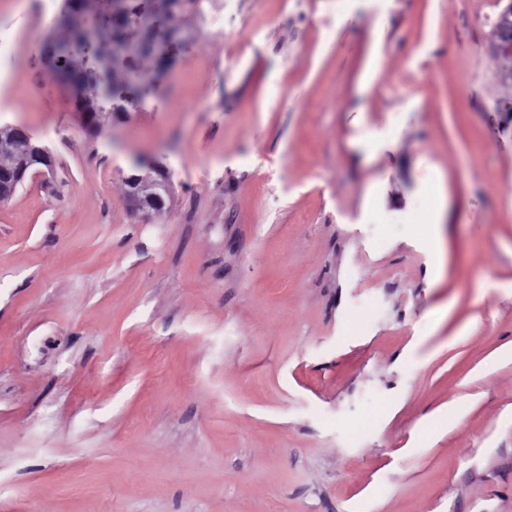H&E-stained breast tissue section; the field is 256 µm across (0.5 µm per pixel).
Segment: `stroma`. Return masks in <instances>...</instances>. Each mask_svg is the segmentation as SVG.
<instances>
[{
  "instance_id": "stroma-1",
  "label": "stroma",
  "mask_w": 512,
  "mask_h": 512,
  "mask_svg": "<svg viewBox=\"0 0 512 512\" xmlns=\"http://www.w3.org/2000/svg\"><path fill=\"white\" fill-rule=\"evenodd\" d=\"M62 7L0 0L54 159L0 204V512H512L501 0H183L96 136ZM131 182L133 189L128 199L130 209L135 213H143L145 215L160 214L165 207L166 200L163 192L169 193V183L167 176L161 172H157L155 176L151 172L144 175L134 176ZM164 185L162 186V180Z\"/></svg>"
}]
</instances>
